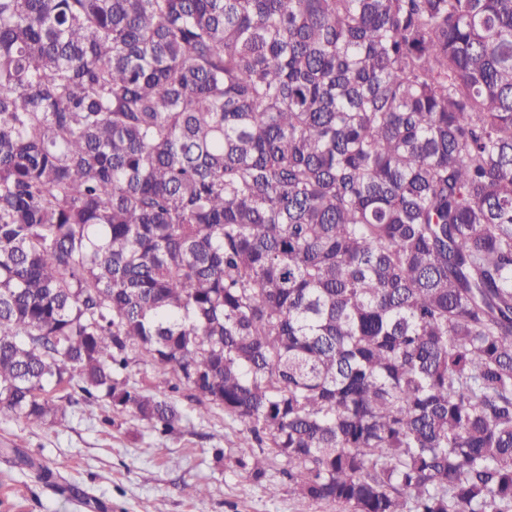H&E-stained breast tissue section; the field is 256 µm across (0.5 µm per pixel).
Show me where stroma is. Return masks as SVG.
I'll return each mask as SVG.
<instances>
[{
	"mask_svg": "<svg viewBox=\"0 0 512 512\" xmlns=\"http://www.w3.org/2000/svg\"><path fill=\"white\" fill-rule=\"evenodd\" d=\"M170 399L184 420L164 437L104 402L76 407L48 430L0 414V512H337L299 500L275 456L267 480L279 491L268 494L236 463L244 436L238 421L180 393ZM13 448L30 465L17 464ZM42 466L54 483L39 480ZM187 484L206 486V495L188 497Z\"/></svg>",
	"mask_w": 512,
	"mask_h": 512,
	"instance_id": "stroma-1",
	"label": "stroma"
}]
</instances>
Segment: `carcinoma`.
Listing matches in <instances>:
<instances>
[{"label":"carcinoma","mask_w":512,"mask_h":512,"mask_svg":"<svg viewBox=\"0 0 512 512\" xmlns=\"http://www.w3.org/2000/svg\"><path fill=\"white\" fill-rule=\"evenodd\" d=\"M169 391L303 502L512 512V0H0V411Z\"/></svg>","instance_id":"obj_1"}]
</instances>
